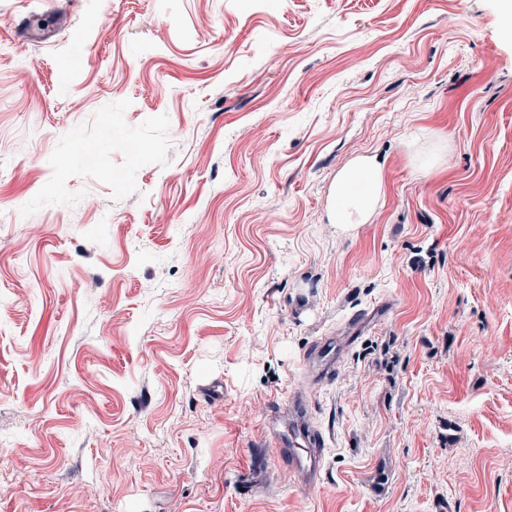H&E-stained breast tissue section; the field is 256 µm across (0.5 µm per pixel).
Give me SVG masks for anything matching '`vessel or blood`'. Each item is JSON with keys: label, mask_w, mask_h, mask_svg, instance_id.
I'll list each match as a JSON object with an SVG mask.
<instances>
[{"label": "vessel or blood", "mask_w": 512, "mask_h": 512, "mask_svg": "<svg viewBox=\"0 0 512 512\" xmlns=\"http://www.w3.org/2000/svg\"><path fill=\"white\" fill-rule=\"evenodd\" d=\"M346 347L344 340L333 336L322 337L308 354L304 363L310 371V382L305 389L287 391L283 398L273 400L267 408L268 419H275L278 410L288 412V427L274 432L272 445L276 458L297 485L306 494H314L324 483L322 465L325 437L314 428L307 416L309 400L324 381L338 369Z\"/></svg>", "instance_id": "obj_1"}]
</instances>
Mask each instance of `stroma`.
Wrapping results in <instances>:
<instances>
[{
	"label": "stroma",
	"instance_id": "stroma-1",
	"mask_svg": "<svg viewBox=\"0 0 512 512\" xmlns=\"http://www.w3.org/2000/svg\"><path fill=\"white\" fill-rule=\"evenodd\" d=\"M358 316L306 498L263 415ZM0 512H512L503 0H0ZM384 165L376 155H363L350 164V171L336 177L330 189L328 220L342 229L370 223L383 206Z\"/></svg>",
	"mask_w": 512,
	"mask_h": 512
}]
</instances>
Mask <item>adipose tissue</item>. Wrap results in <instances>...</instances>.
I'll use <instances>...</instances> for the list:
<instances>
[{
	"label": "adipose tissue",
	"instance_id": "obj_1",
	"mask_svg": "<svg viewBox=\"0 0 512 512\" xmlns=\"http://www.w3.org/2000/svg\"><path fill=\"white\" fill-rule=\"evenodd\" d=\"M385 197L384 165L375 155L355 158L330 189L328 220L343 229L370 223Z\"/></svg>",
	"mask_w": 512,
	"mask_h": 512
}]
</instances>
